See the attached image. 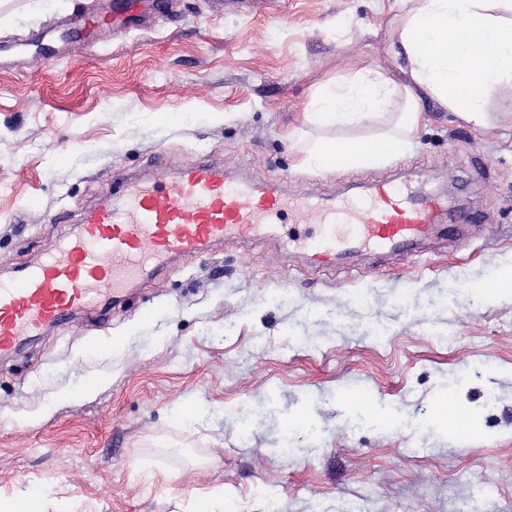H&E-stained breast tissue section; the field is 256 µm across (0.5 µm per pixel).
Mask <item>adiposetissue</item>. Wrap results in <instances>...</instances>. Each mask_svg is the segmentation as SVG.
<instances>
[{"label":"adipose tissue","instance_id":"adipose-tissue-1","mask_svg":"<svg viewBox=\"0 0 512 512\" xmlns=\"http://www.w3.org/2000/svg\"><path fill=\"white\" fill-rule=\"evenodd\" d=\"M390 36L394 71L362 69L321 86L305 116L322 134H288L297 165L334 172L380 166L410 151L422 98L487 129L512 117V0H399ZM376 126L350 136L351 126Z\"/></svg>","mask_w":512,"mask_h":512}]
</instances>
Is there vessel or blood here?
Returning a JSON list of instances; mask_svg holds the SVG:
<instances>
[{
  "label": "vessel or blood",
  "mask_w": 512,
  "mask_h": 512,
  "mask_svg": "<svg viewBox=\"0 0 512 512\" xmlns=\"http://www.w3.org/2000/svg\"><path fill=\"white\" fill-rule=\"evenodd\" d=\"M440 199L413 194L385 179L346 208L298 200L273 184L228 179L222 166L198 161L172 181L124 183L105 193L76 232L40 263L0 281V356L78 313L104 308L134 284L151 279L175 257L188 258L227 239L271 235L281 215L314 219L319 232L287 238L320 263L342 264L366 250L411 257L435 232Z\"/></svg>",
  "instance_id": "b4317fda"
}]
</instances>
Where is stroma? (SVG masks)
Segmentation results:
<instances>
[{"label":"stroma","instance_id":"stroma-1","mask_svg":"<svg viewBox=\"0 0 512 512\" xmlns=\"http://www.w3.org/2000/svg\"><path fill=\"white\" fill-rule=\"evenodd\" d=\"M0 0V278L38 261L114 175L201 159L334 198L396 174L476 211L413 258L310 265L273 237L169 264L107 312L0 360V505L47 512H512V122L480 130L432 99L411 153L302 171L285 138L316 87L389 70L398 0ZM84 17L67 32L61 20ZM366 401L350 403L349 389ZM480 427L460 439L438 414ZM9 512H46L44 496L35 490L28 489L16 497L9 505Z\"/></svg>","mask_w":512,"mask_h":512}]
</instances>
